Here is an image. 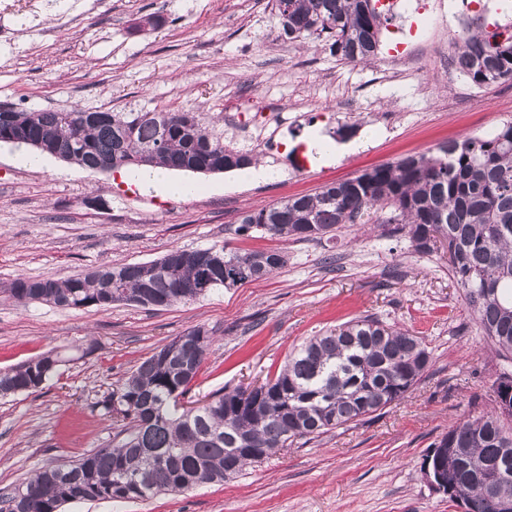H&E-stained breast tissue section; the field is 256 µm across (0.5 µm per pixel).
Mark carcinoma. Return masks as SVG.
<instances>
[{"label": "carcinoma", "instance_id": "carcinoma-1", "mask_svg": "<svg viewBox=\"0 0 512 512\" xmlns=\"http://www.w3.org/2000/svg\"><path fill=\"white\" fill-rule=\"evenodd\" d=\"M294 41L322 37L351 62L378 50L380 10L375 0H283ZM454 59L478 87L512 80V27H479L461 41ZM39 144L38 153L96 170L136 171L162 165L197 174L240 170L253 158L224 145L198 112H0V143ZM390 237H405L414 251L439 226L448 268L504 359L512 355V121L485 137H470L375 167L313 194L245 212L240 230L283 240L333 238L343 224H365L384 210ZM173 249L159 259L100 267L66 279L17 278L5 290L16 303L72 309H108L132 303L160 310L193 302L216 288L263 280L287 263L281 251L241 252L222 247ZM208 287L202 288L200 284ZM168 362L164 345L145 358L103 402L122 417L125 437L77 460L62 461L0 492V512H59L70 502L146 500L236 478L300 439H315L370 416L403 398L430 362L423 340L409 331L362 317L295 347L277 376L250 393L218 391L198 407L178 397L189 392L213 342L197 327ZM59 359L42 354L0 371V394L40 388ZM512 413L500 407L448 427L437 447L441 466L460 492L495 512L493 498L512 499Z\"/></svg>", "mask_w": 512, "mask_h": 512}]
</instances>
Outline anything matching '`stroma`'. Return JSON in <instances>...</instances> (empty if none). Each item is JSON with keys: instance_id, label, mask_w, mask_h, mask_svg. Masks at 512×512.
Segmentation results:
<instances>
[{"instance_id": "35a3bbf8", "label": "stroma", "mask_w": 512, "mask_h": 512, "mask_svg": "<svg viewBox=\"0 0 512 512\" xmlns=\"http://www.w3.org/2000/svg\"><path fill=\"white\" fill-rule=\"evenodd\" d=\"M150 16L159 27L145 25ZM448 20L440 0H401L381 19L377 57L359 63L320 40H288L273 0H0V106L201 112L226 145L281 172L249 183L238 170L178 171L194 193L163 197L51 157L34 168L25 149L0 146V369L47 352L61 359L42 388L0 396V489L119 443L121 425L101 401L189 329L213 338L187 394L196 400L266 381L309 337L373 316L423 337L430 352L404 398L224 483L61 512H463L427 483L424 460L450 425L493 408L504 360L447 254L422 255L356 224L321 241L238 230L243 211L512 121V81L447 79ZM344 126L359 146L339 161L285 149L312 128L334 139ZM214 246L279 250L288 262L266 281L158 311L24 306L5 294L19 277L66 278Z\"/></svg>"}]
</instances>
